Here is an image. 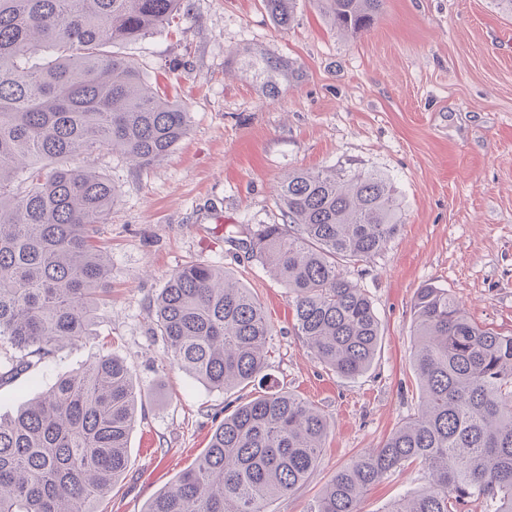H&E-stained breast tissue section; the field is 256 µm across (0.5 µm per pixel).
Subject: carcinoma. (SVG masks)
<instances>
[{
  "label": "carcinoma",
  "mask_w": 512,
  "mask_h": 512,
  "mask_svg": "<svg viewBox=\"0 0 512 512\" xmlns=\"http://www.w3.org/2000/svg\"><path fill=\"white\" fill-rule=\"evenodd\" d=\"M182 0H0V382L90 335L112 296L95 244L116 190L91 156L119 151L138 167L166 158L190 115L110 47L172 22ZM358 34L383 0H317ZM297 0H264L282 27ZM285 224L249 232L246 248L288 289L295 329L336 374L366 373L380 323L346 263L378 254L402 224L394 189L375 172L300 170L278 186ZM170 363L209 389L245 388L266 368L273 328L231 274L192 262L156 297ZM418 414L338 469L311 512H359L367 489L418 464L428 486L386 512H512V334L473 321L448 289L413 301ZM141 391L102 352L16 412L0 415V512H98L128 466ZM329 424L311 404L268 390L235 406L207 448L144 512H268L314 472Z\"/></svg>",
  "instance_id": "carcinoma-1"
}]
</instances>
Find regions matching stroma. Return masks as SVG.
I'll return each mask as SVG.
<instances>
[{
	"label": "stroma",
	"mask_w": 512,
	"mask_h": 512,
	"mask_svg": "<svg viewBox=\"0 0 512 512\" xmlns=\"http://www.w3.org/2000/svg\"><path fill=\"white\" fill-rule=\"evenodd\" d=\"M117 50L186 106L189 131L147 168L117 152L95 155L117 191L99 235L112 299L90 336L0 386V413L108 348L130 368L142 405L127 470L101 508L143 512L204 451L226 404L263 392L208 389L171 366L153 333V302L175 270L192 261L222 267L273 327L270 381L328 419L316 469L270 506L310 512L338 468L419 410L418 288H447L474 321L512 334V15L494 0H383L372 29L347 35L315 0H298L285 28L263 0H184L168 26ZM322 168L385 175L402 214L386 247L348 268L381 328L375 360L356 378L308 351L287 288L244 247L249 229L283 223L280 179ZM424 484L416 466L393 474L369 488L361 512H386Z\"/></svg>",
	"instance_id": "1"
}]
</instances>
